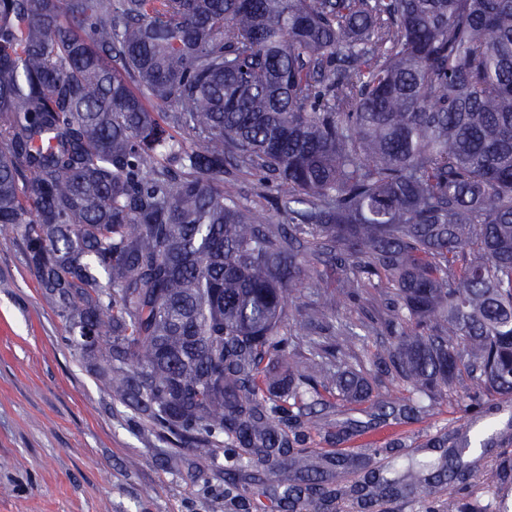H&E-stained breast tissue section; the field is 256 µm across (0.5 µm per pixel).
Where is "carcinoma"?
Here are the masks:
<instances>
[{"label":"carcinoma","mask_w":512,"mask_h":512,"mask_svg":"<svg viewBox=\"0 0 512 512\" xmlns=\"http://www.w3.org/2000/svg\"><path fill=\"white\" fill-rule=\"evenodd\" d=\"M227 165L288 186V223L225 193ZM6 229L108 389L199 456L225 434L288 458V512H436L443 486L442 512H485L494 443L512 490V419L430 438L402 481L339 455L333 488L288 435L381 374L412 394L385 418L512 396V0H0ZM480 474L476 480V486L473 489L472 501L478 507H494L495 502L499 501L497 489L492 482L491 474L487 470ZM338 512H425L417 499L398 498L379 500L370 511H360L350 503L344 504Z\"/></svg>","instance_id":"carcinoma-1"}]
</instances>
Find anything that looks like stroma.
I'll return each mask as SVG.
<instances>
[{
    "mask_svg": "<svg viewBox=\"0 0 512 512\" xmlns=\"http://www.w3.org/2000/svg\"><path fill=\"white\" fill-rule=\"evenodd\" d=\"M66 335L21 237L0 232V512H281L286 471L253 469L228 442L196 456L113 399ZM323 419L359 430L340 443L308 431L301 447L314 468L368 452L399 472L422 461L427 439L467 427L472 415L443 397L425 401L414 420H382L370 404L343 401Z\"/></svg>",
    "mask_w": 512,
    "mask_h": 512,
    "instance_id": "stroma-1",
    "label": "stroma"
}]
</instances>
